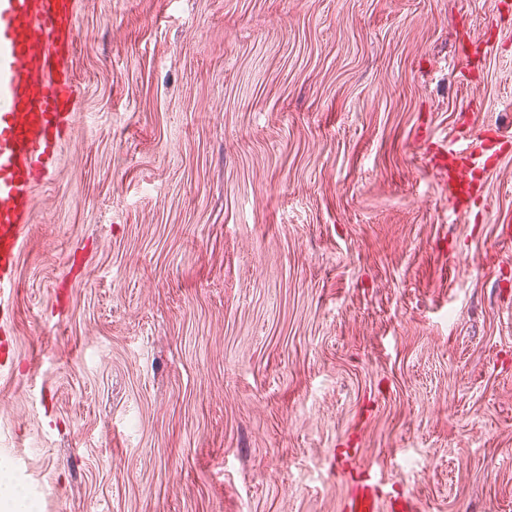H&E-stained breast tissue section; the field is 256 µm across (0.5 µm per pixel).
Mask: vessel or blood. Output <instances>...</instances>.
<instances>
[{
	"label": "vessel or blood",
	"instance_id": "1",
	"mask_svg": "<svg viewBox=\"0 0 512 512\" xmlns=\"http://www.w3.org/2000/svg\"><path fill=\"white\" fill-rule=\"evenodd\" d=\"M77 0H0V332L9 333L15 269L35 189L57 164L77 112L72 56ZM490 142L440 149L438 169L460 214L484 188L496 156ZM375 472L357 478L344 512H415L410 498L384 495Z\"/></svg>",
	"mask_w": 512,
	"mask_h": 512
}]
</instances>
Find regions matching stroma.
Instances as JSON below:
<instances>
[{
  "label": "stroma",
  "mask_w": 512,
  "mask_h": 512,
  "mask_svg": "<svg viewBox=\"0 0 512 512\" xmlns=\"http://www.w3.org/2000/svg\"><path fill=\"white\" fill-rule=\"evenodd\" d=\"M0 475L38 512H512V0H77ZM508 139L469 215L435 145ZM357 475L356 485L344 501L345 512H415V506L409 497H391L383 494L384 479L377 472L367 473L361 478ZM384 507V508H382Z\"/></svg>",
  "instance_id": "35a3bbf8"
}]
</instances>
